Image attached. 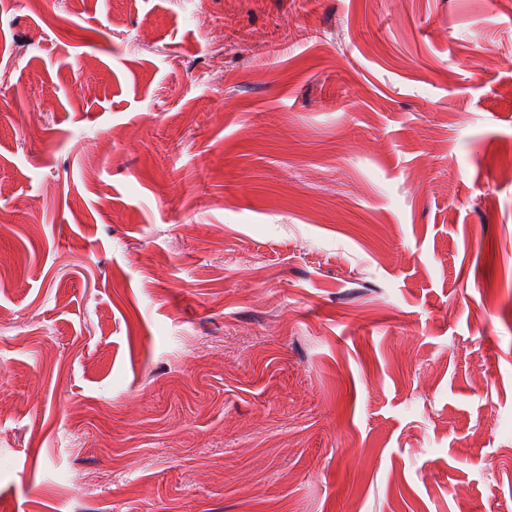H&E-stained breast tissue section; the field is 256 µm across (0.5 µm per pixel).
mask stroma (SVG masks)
Here are the masks:
<instances>
[{
	"label": "stroma",
	"instance_id": "stroma-1",
	"mask_svg": "<svg viewBox=\"0 0 512 512\" xmlns=\"http://www.w3.org/2000/svg\"><path fill=\"white\" fill-rule=\"evenodd\" d=\"M0 512H512V0H0Z\"/></svg>",
	"mask_w": 512,
	"mask_h": 512
}]
</instances>
